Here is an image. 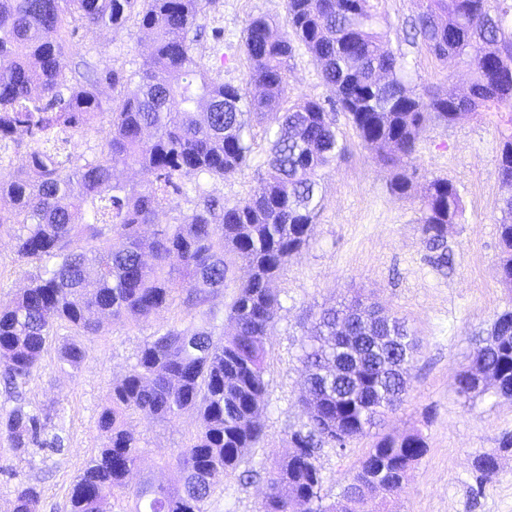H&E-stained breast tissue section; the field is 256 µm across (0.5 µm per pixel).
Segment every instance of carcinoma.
<instances>
[{
    "instance_id": "1",
    "label": "carcinoma",
    "mask_w": 512,
    "mask_h": 512,
    "mask_svg": "<svg viewBox=\"0 0 512 512\" xmlns=\"http://www.w3.org/2000/svg\"><path fill=\"white\" fill-rule=\"evenodd\" d=\"M137 4L139 25L153 36L150 68L129 75L67 58L69 21L117 27ZM203 13V0H0V151L24 134L34 142L25 166L0 170V201L8 204L0 205V227L18 225V259L45 261L0 308V379L18 389L61 327L89 336L105 318L138 323L174 304L180 290L185 311L203 322L193 332L174 324L158 330L112 385L97 419L103 447L73 484L68 512H112L126 498L142 453L127 426L134 415L164 422L193 409L199 422L175 456L178 484L142 485L130 512H206L218 481L236 473L262 438L267 338L279 308L270 284L308 242L321 208L320 171L346 150L333 111L315 99L289 100L295 45L311 55L332 107L347 114L362 144L385 150L380 160L395 169L391 185L400 195L411 190L403 167L427 123L453 124L492 107L512 112V0H422L411 20L412 40L450 67L469 68L466 104L409 86L404 58L385 48L371 0H287L285 32L265 16L252 18L243 46L253 94L213 76L195 55L189 33ZM102 84L120 97L102 96ZM105 115L99 157L79 164L58 152L61 135ZM256 124L270 144L260 190L232 203L201 190L197 179L223 180L248 165ZM119 166L138 168L144 181H117ZM496 173L499 265L511 289L512 134L503 138ZM186 180L194 182L190 211L142 235ZM460 212L452 181H426L420 231L438 265L448 263V225ZM239 264L247 269L242 279ZM229 286L225 308L211 306V296ZM490 334L495 339L476 348L455 389L470 399L490 391L512 400L511 309L497 315ZM416 346L404 322L375 311L331 306L314 315L300 356L308 422L287 434L302 453L277 461L261 512H366L376 497L401 490L428 451L418 432L377 438L329 504L316 460L325 446L343 450L370 435L379 416L402 404ZM85 355L72 340L59 362L77 370ZM60 413L21 404L0 411V438L18 457L59 448L63 438L48 424ZM475 470L490 480L497 452L478 454ZM13 495L12 512H40L37 486L21 482Z\"/></svg>"
}]
</instances>
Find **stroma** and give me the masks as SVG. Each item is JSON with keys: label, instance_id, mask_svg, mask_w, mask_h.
Segmentation results:
<instances>
[{"label": "stroma", "instance_id": "35a3bbf8", "mask_svg": "<svg viewBox=\"0 0 512 512\" xmlns=\"http://www.w3.org/2000/svg\"><path fill=\"white\" fill-rule=\"evenodd\" d=\"M383 17L387 48L403 55L408 79L464 93L469 71L448 70L421 44L406 39L404 21L417 13L418 0H373ZM264 15L277 23L286 18V0H217L201 19L204 30L193 48L222 81L244 85L248 62L243 33L252 17ZM98 28L79 26L66 41L69 54L93 56L101 65L134 73L150 62L151 41L136 19L113 28L102 42ZM291 99L327 100L332 93L305 49H297L288 73ZM506 112H483L452 124L425 127L410 164L412 189L402 196L390 188L393 171L365 148L347 116L337 113L336 127L347 143L344 156L322 172V207L306 246L293 255L272 287L281 306L268 340L266 405L261 415L264 438L252 449L245 468L259 471L254 482L229 476L218 483L208 512H259L266 479L277 459L290 452L288 430L307 421L299 402L303 373L301 344L310 334L308 315L340 300L378 303L384 312L404 319L420 339V354L411 373L409 394L388 414L381 433H421L426 455L409 471L402 489L391 499L389 512H512V450L501 451L503 436H512V400L486 394L459 396L457 375L467 369L477 345L485 339L498 313L512 306V290L498 272L500 188L496 168ZM268 150L259 140L250 165L224 181L201 179L203 190L232 202L257 192L255 170ZM440 176L457 187L462 214L448 228L452 263L438 268L420 232V196L426 179ZM13 233L0 231V307L36 271L32 262L18 261ZM195 328V319L175 307L149 321L132 325L106 323L94 336L82 337L86 358L79 370H60L58 351L64 336L48 343L40 365L19 391L27 407L64 411L61 450L49 448L18 459L0 455V512H11L13 490L28 482L41 491V512H66L71 488L91 457L103 445L97 417L109 399L113 382L133 363L143 341L166 323ZM195 411L162 423L134 416L129 425L144 446L130 487L141 483L174 484L179 473L174 457L195 432ZM373 443L364 437L346 449L323 448L317 466L322 493L333 501L344 478ZM498 453V472L479 483L474 458L482 451Z\"/></svg>", "mask_w": 512, "mask_h": 512}]
</instances>
